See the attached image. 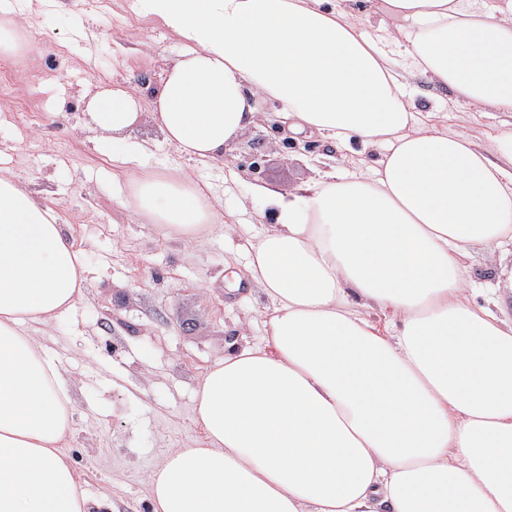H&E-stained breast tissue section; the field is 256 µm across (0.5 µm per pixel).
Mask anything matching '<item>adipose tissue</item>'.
Here are the masks:
<instances>
[{"label":"adipose tissue","mask_w":512,"mask_h":512,"mask_svg":"<svg viewBox=\"0 0 512 512\" xmlns=\"http://www.w3.org/2000/svg\"><path fill=\"white\" fill-rule=\"evenodd\" d=\"M137 5L189 47L150 102L187 159L223 157L262 99L291 133L389 145L372 171L262 190L271 222L248 268L267 336L203 376L207 444L150 472L154 512H512V130L490 157L417 111L410 85L512 112V0H384L398 25L377 39L324 0ZM90 109L99 147L147 155L123 139L141 117L126 90ZM130 185L123 207L186 242L225 222L188 169ZM476 248L500 256L482 290ZM87 273L57 213L0 175V512H88L62 451L69 381L26 330L70 308Z\"/></svg>","instance_id":"adipose-tissue-1"}]
</instances>
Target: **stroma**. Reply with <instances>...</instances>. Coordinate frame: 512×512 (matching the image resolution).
<instances>
[{
    "label": "stroma",
    "mask_w": 512,
    "mask_h": 512,
    "mask_svg": "<svg viewBox=\"0 0 512 512\" xmlns=\"http://www.w3.org/2000/svg\"><path fill=\"white\" fill-rule=\"evenodd\" d=\"M0 22L16 23L20 41L16 52L0 54V66L19 67L10 84L0 73V174L57 212L89 270L71 309L31 327L69 380L64 451L101 512H152L154 466L206 441L194 412L206 369L266 334L267 299L247 270L263 206L253 188L292 191L327 172L376 166L385 149L359 154L337 140L282 134L278 105L264 100L223 158L191 165L141 120L128 136L148 144L147 170L191 166L232 217L230 228L201 232L187 246L122 207L127 167L96 148L87 125L92 94L118 86L148 111L183 41L140 15L135 0H0ZM414 99L421 108L441 105L449 129L490 152L512 126V113L459 107L451 90L422 78Z\"/></svg>",
    "instance_id": "stroma-1"
}]
</instances>
